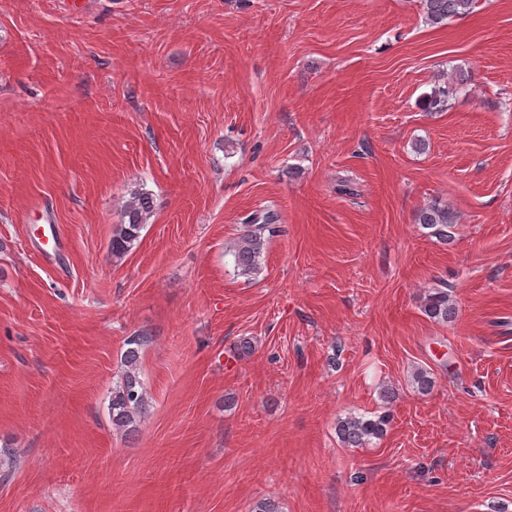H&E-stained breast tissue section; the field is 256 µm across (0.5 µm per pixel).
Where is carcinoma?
I'll list each match as a JSON object with an SVG mask.
<instances>
[{
  "label": "carcinoma",
  "instance_id": "cac0c4a2",
  "mask_svg": "<svg viewBox=\"0 0 512 512\" xmlns=\"http://www.w3.org/2000/svg\"><path fill=\"white\" fill-rule=\"evenodd\" d=\"M425 21L432 26H442L448 20L468 15L475 0H420ZM457 93L452 81H445L430 100V112H442L448 107L449 98ZM155 210L153 195L146 190H134L120 208V224L116 225L110 245L112 257H124L138 241L141 231L148 224ZM280 215L273 209H260L243 219V232L230 249L234 266L241 276L260 274L266 246L271 237L279 233ZM415 223L429 230V236L448 241L449 229L457 223L456 213L446 204L433 201L421 207L415 215ZM422 312L438 323H446L455 315V304L447 287L431 288L423 298ZM148 336H133L127 340L124 352V368L120 380L112 387L109 402L112 426L127 433L136 431L141 420L150 413L146 385L140 377L141 350ZM412 385L422 395L430 393L434 380L425 369L413 373ZM391 422L390 414L382 412L371 417L349 415L336 423V433L343 445L365 448L382 439Z\"/></svg>",
  "mask_w": 512,
  "mask_h": 512
}]
</instances>
